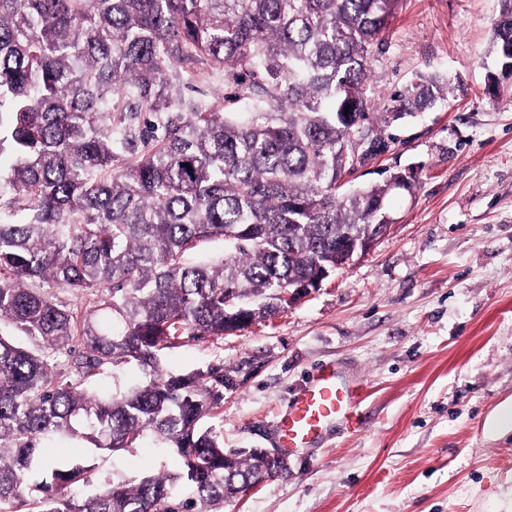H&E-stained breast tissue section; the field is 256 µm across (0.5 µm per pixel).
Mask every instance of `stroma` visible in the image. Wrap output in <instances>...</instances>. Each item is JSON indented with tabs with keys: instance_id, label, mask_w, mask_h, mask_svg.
<instances>
[{
	"instance_id": "1",
	"label": "stroma",
	"mask_w": 512,
	"mask_h": 512,
	"mask_svg": "<svg viewBox=\"0 0 512 512\" xmlns=\"http://www.w3.org/2000/svg\"><path fill=\"white\" fill-rule=\"evenodd\" d=\"M502 0H401L369 67L376 102L451 75L444 100L387 129L355 184L412 170L415 195L365 255L273 317L162 351L182 373L223 365L234 385L207 423L228 448H275V422L321 363L361 388L355 428L299 449L222 512H512V79L485 90ZM180 458L152 440L97 459L94 483Z\"/></svg>"
}]
</instances>
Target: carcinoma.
I'll return each mask as SVG.
<instances>
[{
  "mask_svg": "<svg viewBox=\"0 0 512 512\" xmlns=\"http://www.w3.org/2000/svg\"><path fill=\"white\" fill-rule=\"evenodd\" d=\"M494 22L497 71L512 79V0ZM399 0H0V512H196L283 469L225 449L203 420L224 367L181 375L159 352L222 339L288 306L286 291L350 260L394 223L391 181L350 187L360 143L447 97L419 79L380 107L371 57ZM198 64L224 100L188 94ZM220 242V260L202 256ZM92 295L79 314L53 289ZM249 315L239 319V311ZM75 345L77 379L54 354ZM138 366L101 393L92 370ZM152 435L179 473L68 489L94 465H56L71 441L117 453ZM50 479L35 480L44 467Z\"/></svg>",
  "mask_w": 512,
  "mask_h": 512,
  "instance_id": "1",
  "label": "carcinoma"
}]
</instances>
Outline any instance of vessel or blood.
<instances>
[{"label":"vessel or blood","mask_w":512,"mask_h":512,"mask_svg":"<svg viewBox=\"0 0 512 512\" xmlns=\"http://www.w3.org/2000/svg\"><path fill=\"white\" fill-rule=\"evenodd\" d=\"M357 396L335 364L319 366L292 397L276 421V439L284 453L318 443L332 427H353Z\"/></svg>","instance_id":"vessel-or-blood-1"}]
</instances>
